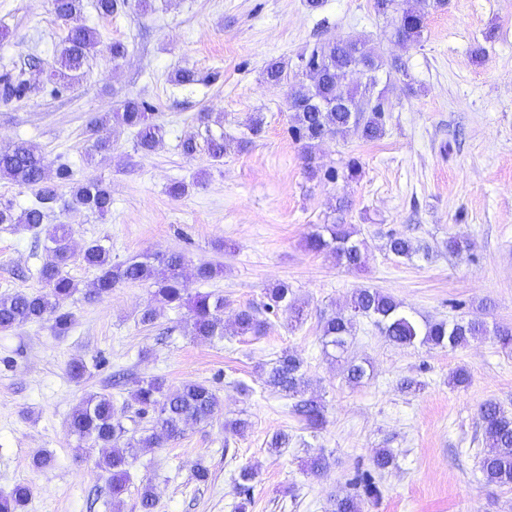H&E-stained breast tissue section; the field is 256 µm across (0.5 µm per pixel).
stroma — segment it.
<instances>
[{"mask_svg": "<svg viewBox=\"0 0 512 512\" xmlns=\"http://www.w3.org/2000/svg\"><path fill=\"white\" fill-rule=\"evenodd\" d=\"M125 0L112 16H99L84 0L81 20L96 29L101 50L79 82L47 81L69 24L50 0H0V74L23 73L26 96L0 101V146L25 140L49 165L67 164L73 182L97 176L112 184V208L103 216L54 213L50 223L74 228L73 248L99 239L113 261L146 252H182L188 266L222 264L209 282L188 279L189 294L224 297V321L241 308H262L272 284H291L304 307L300 322L284 311L269 314L260 336L200 340L190 335L187 309L156 304L149 285H126L102 300L88 299L96 273L73 259L66 273L78 290L74 320L64 333L50 322L0 333V494L27 484L26 512H140L139 493L151 484L154 512H330V498L350 493L356 468H368L376 450L390 449L393 466L379 478L382 496L363 512H512V489L487 486L479 469L483 447L478 409L498 402L512 412V351L485 336L468 345L397 346L371 320H361L351 354L368 362L371 375L358 386L325 353L323 317L343 308L355 289L378 288L394 296L417 321L483 319L512 326V0H449L430 13L420 43L391 39V21L373 0ZM359 35L369 48L406 67L380 81L392 112L384 136L373 142L329 139L316 145L324 167L358 158L362 174L352 182L308 178L300 144L289 133V85L262 78L265 63L299 55L324 38ZM121 40L129 53L113 63L106 45ZM197 72L180 86L174 69ZM129 97L149 103L165 131L152 153L135 149L134 130L108 132L110 153L86 157L89 121ZM207 112L209 124L196 115ZM261 118L263 132L248 126ZM249 137L214 162L205 149L212 136ZM195 137L185 156L181 143ZM188 190L171 197V183ZM351 203L347 221L364 240L367 264L337 266L311 251L315 225L333 220L337 198ZM429 244L431 257L406 260L386 247L389 233ZM472 242L468 256H452L442 243ZM42 262L32 231L0 225V294L38 291L33 272ZM155 307L153 325L139 321ZM304 360L309 394L326 405V422L307 428L293 401L265 387L263 377L282 351ZM89 367L82 381L67 367ZM469 382L450 384L456 370ZM163 377L180 386L210 385L221 412L207 426L187 427L177 442L140 449L128 490L113 505L109 476L97 466L100 449L78 445L68 420L88 394L106 393L116 405L128 398L135 377ZM422 383L416 393L402 379ZM250 423L244 435L224 432L228 418ZM291 441L271 452L270 437ZM323 451L328 470L311 475L305 461ZM51 458L33 463L36 454ZM209 472L196 481L198 467ZM256 472L253 499L239 510L235 478Z\"/></svg>", "mask_w": 512, "mask_h": 512, "instance_id": "1", "label": "stroma"}]
</instances>
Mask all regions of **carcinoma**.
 Masks as SVG:
<instances>
[{
  "label": "carcinoma",
  "mask_w": 512,
  "mask_h": 512,
  "mask_svg": "<svg viewBox=\"0 0 512 512\" xmlns=\"http://www.w3.org/2000/svg\"><path fill=\"white\" fill-rule=\"evenodd\" d=\"M423 7L408 5V0H373L376 14L395 21L392 36L402 42L419 43L426 28V16L442 10L448 0H417ZM57 18L72 22L67 35L57 50L58 68L50 77L72 82L79 79L88 59L98 52L100 41L96 30L77 22L82 11V0H51ZM408 76L405 67L396 59L367 50V43L359 36L343 39L330 38L315 44L310 53L301 58V79L287 95L286 105L292 112L290 132L302 145L303 165L313 179L323 176L328 182L339 179L352 181L360 177L361 165L357 158H349L341 168L325 171L317 162L314 147L318 142L333 137L354 136L363 142L380 139L385 133L390 108L382 93L375 92L376 72L381 69ZM265 82L280 86L288 82V63L282 59L267 62L263 71ZM27 90L23 79L6 74L0 79V98L10 100L22 97ZM135 130L136 149L148 153L161 142L162 125L156 123L151 107L143 100L130 98L112 113L94 117L88 129L93 140L92 150L108 152L112 149L105 130L111 124ZM224 136L210 137L207 151L219 162L227 152ZM0 177L23 187L33 195L32 202L21 211L10 201H0V224L21 225L35 235L43 236L44 260L37 269V278L43 284L38 292L15 291L0 295V332H10L29 323L50 321L52 328L65 332L73 322L74 314L68 304L77 292V284L64 269L74 253L71 248L73 228L69 224H47L48 213L58 203L68 212L86 211L100 216L112 208V186L97 177H90L70 185V169L60 164L55 175L45 164L36 146L17 141L0 148ZM70 185L69 195L61 187ZM350 208L341 198L336 206L339 216L330 224L311 234L307 240L310 250L324 253L348 269L365 265L363 242L356 239L357 231L346 222ZM388 249L398 257L410 259L416 255L429 256L430 247L411 239L390 235ZM82 262L96 271L88 298L101 300L112 291L129 284H149L154 296L173 308H187L190 333L204 339L224 337V297L211 293L190 296L184 284L186 259L184 254H143L127 261L114 263L110 249L98 241L85 246ZM221 273V267L209 261L196 265L194 276L207 282ZM264 311L283 309L291 320L298 322L303 306L286 282L268 289ZM371 320L381 334L398 345L415 343L440 348H456L482 336L492 335L504 348H512V326H494L484 321L417 322L392 296L376 288L356 289L344 309L322 320L323 347L336 353L343 365L346 379L361 383L367 376L362 362L348 356L351 340L360 319ZM268 327L261 312L246 307L235 315L231 324L237 336H260ZM304 361L296 353L285 350L277 357L264 378V385L297 399L295 412L310 428L324 421V405L315 397L306 396L308 380L303 371ZM133 410L136 418L150 417V427L135 437L124 425L123 414ZM220 412L216 392L207 384L187 381L173 389L161 377L133 380L130 402L117 410L112 396L90 394L73 410L68 431L90 448L104 452L97 462L109 473L112 504L121 503L128 488L130 467L140 448H160L179 440L189 425H209ZM479 420L485 448L480 452L479 465L485 482L490 486L512 488V415L498 404L487 402L479 408ZM393 453L381 448L373 459V471L358 475L354 484L363 494H346L334 500L333 512H362V497L377 500L381 490L376 475L393 464ZM306 465L311 474L324 473L329 465L323 452L310 455ZM254 473L241 469L236 480L237 493L248 500L253 489ZM31 498V489L25 484L15 485L9 494L0 497V512H24Z\"/></svg>",
  "instance_id": "carcinoma-1"
}]
</instances>
